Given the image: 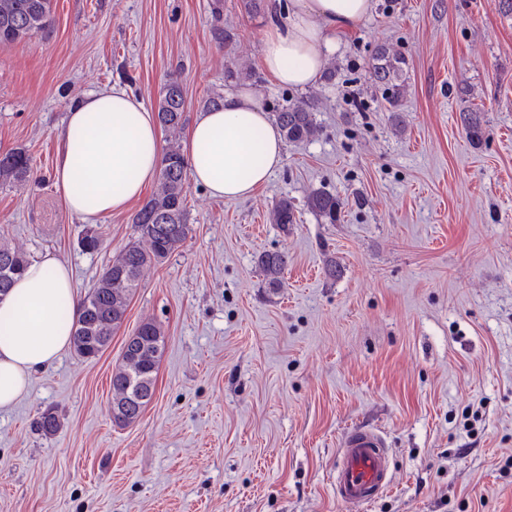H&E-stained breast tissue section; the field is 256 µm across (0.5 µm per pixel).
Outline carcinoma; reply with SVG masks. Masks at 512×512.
Masks as SVG:
<instances>
[{
	"instance_id": "cac0c4a2",
	"label": "carcinoma",
	"mask_w": 512,
	"mask_h": 512,
	"mask_svg": "<svg viewBox=\"0 0 512 512\" xmlns=\"http://www.w3.org/2000/svg\"><path fill=\"white\" fill-rule=\"evenodd\" d=\"M52 22V0H0V48L25 42L46 31ZM405 55L386 45L375 50L370 65L374 84L382 91L391 111L398 107L406 94ZM186 97L183 85L168 81L157 102L160 125L171 131L185 124ZM314 102L303 100L275 113L283 137L289 142L312 140L319 136ZM462 120L470 140L481 142V113L465 112ZM39 182L32 159L23 147L0 154V185L24 186ZM189 188L187 167L179 145L171 143L164 152L160 176L151 195L132 217L135 237L106 266L87 293L78 301L80 316L73 333L72 344L82 358L92 359L105 351L112 336L122 326L130 301L140 287L146 269L163 261L186 239V199ZM309 211L330 224L342 210L343 201L328 190L312 191L305 201ZM296 207L283 197L273 210L276 224H294ZM29 262L26 253L0 241V294L11 287L15 276ZM288 257L280 252H266L258 265L270 288H280ZM165 347V337L159 324L152 320L140 323L122 349V356L112 370L111 413L123 424L137 421L151 401L159 363ZM59 420L52 410H46L36 420V428L44 435L58 429Z\"/></svg>"
}]
</instances>
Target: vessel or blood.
<instances>
[{"label": "vessel or blood", "instance_id": "obj_1", "mask_svg": "<svg viewBox=\"0 0 512 512\" xmlns=\"http://www.w3.org/2000/svg\"><path fill=\"white\" fill-rule=\"evenodd\" d=\"M381 434L367 425L349 429L339 441L336 497L365 512L389 483L388 457Z\"/></svg>", "mask_w": 512, "mask_h": 512}]
</instances>
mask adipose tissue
Masks as SVG:
<instances>
[{
	"label": "adipose tissue",
	"mask_w": 512,
	"mask_h": 512,
	"mask_svg": "<svg viewBox=\"0 0 512 512\" xmlns=\"http://www.w3.org/2000/svg\"><path fill=\"white\" fill-rule=\"evenodd\" d=\"M372 0H289L288 20L276 4L261 63L280 86L302 90L321 79L324 52L351 32ZM54 188L64 209L82 222L121 213L157 177L162 134L155 113L131 92L102 89L78 98L58 131ZM192 182L218 201L253 195L283 162L284 140L262 101L244 86L217 109L199 112L183 146ZM79 317L70 268L54 252L30 260L0 297V408L26 393L32 376L69 346Z\"/></svg>",
	"instance_id": "obj_1"
}]
</instances>
